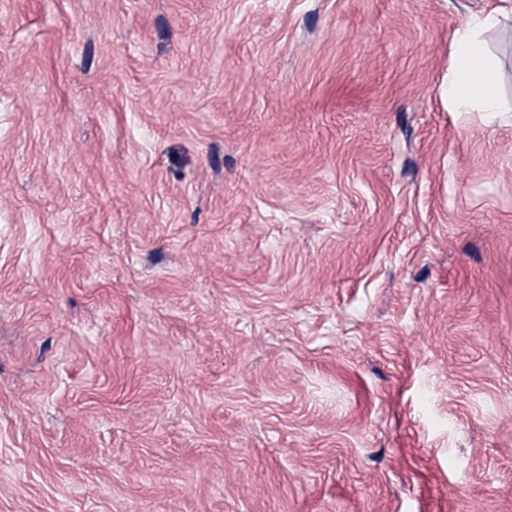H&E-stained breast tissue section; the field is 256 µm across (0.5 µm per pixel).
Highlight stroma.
<instances>
[{"instance_id": "1", "label": "stroma", "mask_w": 512, "mask_h": 512, "mask_svg": "<svg viewBox=\"0 0 512 512\" xmlns=\"http://www.w3.org/2000/svg\"><path fill=\"white\" fill-rule=\"evenodd\" d=\"M493 0H0V512H512ZM497 1L499 4L471 16L454 34L448 102L456 112H497L500 109L499 71L481 39L484 31L500 24V17L512 16V2Z\"/></svg>"}]
</instances>
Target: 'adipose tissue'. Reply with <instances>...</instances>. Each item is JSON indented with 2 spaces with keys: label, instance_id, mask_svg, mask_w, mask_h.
<instances>
[{
  "label": "adipose tissue",
  "instance_id": "obj_1",
  "mask_svg": "<svg viewBox=\"0 0 512 512\" xmlns=\"http://www.w3.org/2000/svg\"><path fill=\"white\" fill-rule=\"evenodd\" d=\"M512 16V0L471 16L452 40L453 69L448 77V101L457 112H496L500 109L499 71L481 35Z\"/></svg>",
  "mask_w": 512,
  "mask_h": 512
}]
</instances>
